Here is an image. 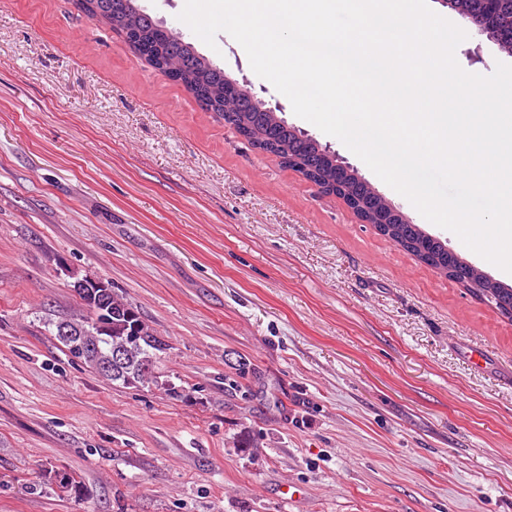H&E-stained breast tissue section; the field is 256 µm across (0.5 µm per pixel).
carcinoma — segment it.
<instances>
[{
  "mask_svg": "<svg viewBox=\"0 0 512 512\" xmlns=\"http://www.w3.org/2000/svg\"><path fill=\"white\" fill-rule=\"evenodd\" d=\"M75 6L90 20L122 35L151 67L166 71L170 65H177L172 71L175 82L192 94L203 110L219 115L252 145L275 154L286 167L302 171L315 182L344 192L360 210L370 208L371 195L360 176L336 168L319 142L288 125L278 113L261 112L248 99L240 100L234 109L224 110V70L198 53L191 43L165 38L163 24L141 9L137 0H75ZM448 6L512 38V0H499L493 14L484 12L482 0H448ZM371 221L378 234L439 274L461 283L466 260L448 250L440 238L391 213L373 216ZM469 292L512 321V315L504 312L505 307L512 308V286L485 275ZM80 299L86 313L59 320L86 329V334L63 343L67 352L115 385L148 388L158 384L156 368L166 344L140 313L114 291L101 305H91L83 294ZM114 351L123 355L121 369L106 371L103 364ZM47 484L63 493L76 494L82 489V481L75 475L56 470L49 472Z\"/></svg>",
  "mask_w": 512,
  "mask_h": 512,
  "instance_id": "obj_1",
  "label": "carcinoma"
}]
</instances>
